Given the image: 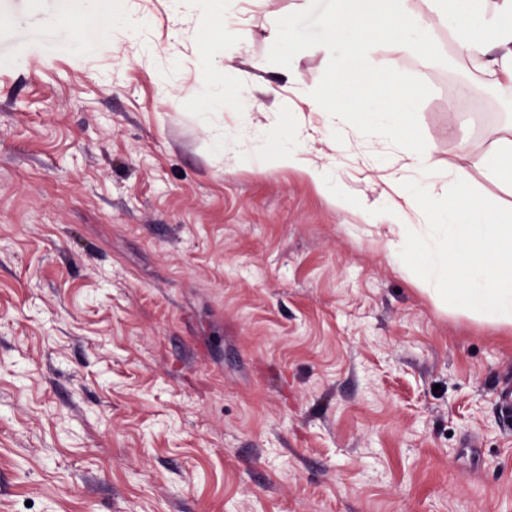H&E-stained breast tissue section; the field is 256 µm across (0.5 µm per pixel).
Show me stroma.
I'll return each mask as SVG.
<instances>
[{
  "instance_id": "35a3bbf8",
  "label": "stroma",
  "mask_w": 512,
  "mask_h": 512,
  "mask_svg": "<svg viewBox=\"0 0 512 512\" xmlns=\"http://www.w3.org/2000/svg\"><path fill=\"white\" fill-rule=\"evenodd\" d=\"M147 16L113 31V4ZM336 0H239L233 51L171 0H0V512H512V330L438 311L375 224L382 134L306 143L343 195L247 161L230 131L309 124ZM289 23L305 53L276 49ZM108 30L95 56L83 29ZM180 38H172V29ZM251 95L197 115L198 62ZM421 88L415 137L512 211L491 82L380 47ZM274 85L277 96L264 88ZM511 132L500 138L497 144L488 154H483L478 159V165L488 174L497 176L500 167L506 160L511 161L512 139Z\"/></svg>"
}]
</instances>
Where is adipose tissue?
<instances>
[{"mask_svg":"<svg viewBox=\"0 0 512 512\" xmlns=\"http://www.w3.org/2000/svg\"><path fill=\"white\" fill-rule=\"evenodd\" d=\"M428 12L450 21L451 37L461 64L473 75L491 76L501 96L512 99V0H423ZM331 29L351 33L348 53L358 60L357 74L365 86L345 111L331 108L328 98L350 79L343 64H336L313 83L298 82L297 89L308 111L322 122L298 130L285 139L271 140L265 132L251 136L252 155L278 167L303 171L325 195L336 193V173L313 161L303 147L305 140L322 132L341 133L352 128L373 132L364 118L371 96L392 95L401 112L391 131L409 167L425 171L433 181L425 190H412L404 177H393L390 193L377 205L381 219L400 222L416 213L418 226L407 227L387 244L391 260L404 263L407 271L426 287L437 309L453 308L480 316L494 327H512V213L492 206L467 204L468 188L457 182L453 192L437 184L442 172L431 150L415 146L411 139L413 102L417 89L398 72L389 85L378 74L383 62L378 55L382 40H392L397 50L422 60L435 59L441 47L431 26L418 23L414 0H339Z\"/></svg>","mask_w":512,"mask_h":512,"instance_id":"adipose-tissue-1","label":"adipose tissue"}]
</instances>
